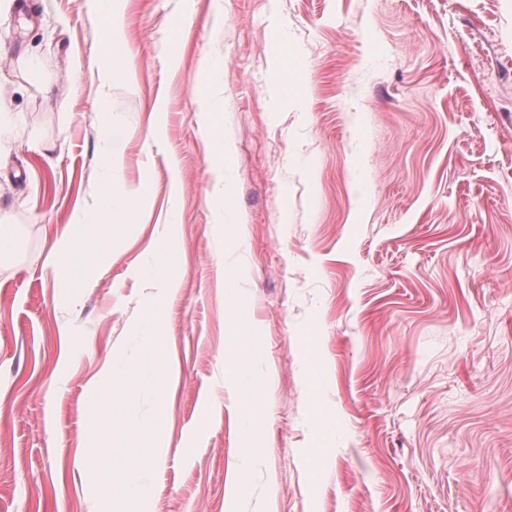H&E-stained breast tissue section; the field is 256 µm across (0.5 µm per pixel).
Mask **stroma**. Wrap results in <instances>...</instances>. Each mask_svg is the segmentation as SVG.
Returning <instances> with one entry per match:
<instances>
[{"label": "stroma", "mask_w": 512, "mask_h": 512, "mask_svg": "<svg viewBox=\"0 0 512 512\" xmlns=\"http://www.w3.org/2000/svg\"><path fill=\"white\" fill-rule=\"evenodd\" d=\"M118 7L110 58L97 0L30 19L0 0V512H100L88 382L138 359L159 291L136 271L167 252L183 277L152 512H225L242 476L239 512H512V0ZM278 52L311 76L302 102L271 101ZM105 182L138 220L71 302L44 270L53 229ZM238 301L269 414L255 457L224 385Z\"/></svg>", "instance_id": "1"}]
</instances>
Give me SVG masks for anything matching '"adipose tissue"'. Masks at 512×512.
<instances>
[{
    "instance_id": "1",
    "label": "adipose tissue",
    "mask_w": 512,
    "mask_h": 512,
    "mask_svg": "<svg viewBox=\"0 0 512 512\" xmlns=\"http://www.w3.org/2000/svg\"><path fill=\"white\" fill-rule=\"evenodd\" d=\"M94 220L75 218L72 223L58 225L55 241L46 259L45 268L61 296L72 297L89 285L88 271L102 255L112 252V239L119 225L129 223L137 214V199L127 195L115 200L110 185H101L96 197ZM250 323L246 308L236 307L225 329L231 356L224 363V381L244 413L249 425L246 442L249 453L263 451L267 403L262 384L243 378L242 372L255 350L244 335Z\"/></svg>"
}]
</instances>
